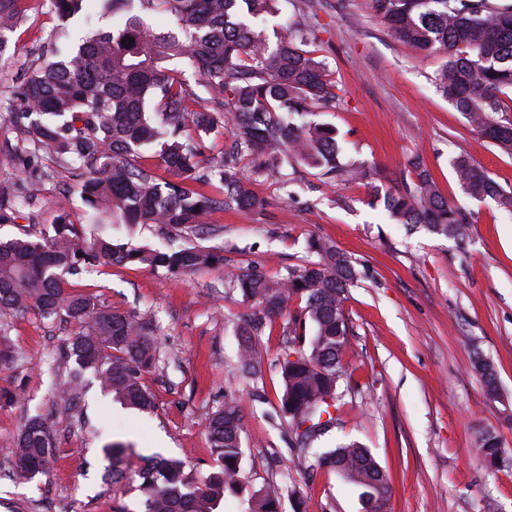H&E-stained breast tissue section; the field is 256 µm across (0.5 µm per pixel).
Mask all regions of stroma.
<instances>
[{"instance_id": "35a3bbf8", "label": "stroma", "mask_w": 512, "mask_h": 512, "mask_svg": "<svg viewBox=\"0 0 512 512\" xmlns=\"http://www.w3.org/2000/svg\"><path fill=\"white\" fill-rule=\"evenodd\" d=\"M298 6L299 0H279L277 15L257 26L272 41L288 36L295 22L309 26L336 81L337 99L307 119L334 128L343 161L377 169V180L329 182L316 170L289 166L286 180L254 184L261 207L212 210L203 228L113 225V238L134 246L195 245L224 255L220 270L178 275L115 265L94 268L78 284L98 304L156 326L160 362L145 376L155 398L152 412L124 408L94 381L75 409L62 410L56 388L77 325L31 312L0 315V349L16 354L0 366V390L21 394L19 404L0 407V512H140L134 485L104 480L103 444H133L130 469L141 457L159 454L181 460L187 475L208 473L215 457L203 420L230 397L242 416L244 482L282 488L281 512H363L349 484L315 468L313 457L291 445L278 408L282 380L269 366L285 346V319L257 339L267 364L262 378L243 376L239 367V317L249 306L226 272L277 275L310 260L313 237L331 240L363 272L345 302L354 334L344 360L353 380L338 427L318 440V448L350 440L366 445L389 479L390 512H512V213L467 197L452 168L456 157L467 156L512 189V156L474 130L437 90L444 55L398 40L372 0H313L305 15ZM19 7L24 21L0 57L5 108L18 104L30 67L59 25L51 0H21ZM21 138L12 126L0 127V182L29 200L14 223L0 224V238L24 229L50 233L63 207L82 222L86 206L74 171L56 169L44 154L39 163L49 177L32 175L27 156L16 149ZM415 155L449 203L472 212L475 222L463 239L406 231L383 205L373 204L374 185L400 187ZM477 355L493 362L498 397H489L472 371ZM28 409L50 416L59 457L50 476L18 484L9 477L8 451ZM487 431L510 457L493 470L476 451Z\"/></svg>"}]
</instances>
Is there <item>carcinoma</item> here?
Listing matches in <instances>:
<instances>
[{"mask_svg":"<svg viewBox=\"0 0 512 512\" xmlns=\"http://www.w3.org/2000/svg\"><path fill=\"white\" fill-rule=\"evenodd\" d=\"M19 2L0 0V55L22 19ZM94 2L52 0L62 22ZM104 2L125 20L108 31L77 36L67 50L51 42L44 46L27 77L22 111L7 113V121L22 125L28 140L52 153L59 166L82 169L81 194L91 223L100 230L87 235L86 225L74 223L63 209L51 236L33 239L24 233L0 240V313L65 316L79 325L66 347L74 367L59 395L64 408L80 398L89 372L101 392L127 409L147 411L154 408L144 382L158 355L154 329L134 313L97 304L93 296L73 289L71 278L106 265L191 273L224 267V255L195 246L169 252L128 246L101 226L194 229L219 204L254 210L262 200L253 183L280 175L290 157L332 180L367 178L370 171L340 162L334 129L290 121L291 115L336 101V81L317 51L309 49V29L275 44L257 29L255 20L275 15L278 0ZM373 5L400 41L447 56L436 76L439 90L475 130L512 156V6L489 0H373ZM154 13L171 17L176 29L152 30L147 18ZM178 63L200 76L206 103L199 102ZM220 112L234 125L232 152L204 170L201 135L211 132ZM191 128L197 136H190ZM142 147L153 149L173 178H161L145 166ZM239 156L250 158L249 173L238 168ZM453 169L470 198L490 199L512 212V191L481 165L459 156ZM213 175L224 186L221 201L194 188ZM384 202L396 223L454 240L465 236L472 220L448 203L418 158L410 160L401 188L385 192ZM17 208L15 189L1 183L0 223L13 222ZM308 249L317 260L287 266L275 279L253 269L233 280V288L250 303L241 316L244 339L239 345V361L248 375L263 373L256 337L292 302L303 304L288 317V351L275 360L283 382L280 413L288 418L302 453L336 423L342 403L338 388L348 380L343 355L353 335L344 301L357 282L352 259L332 242L313 238ZM472 368L486 392L496 394L493 365L478 357ZM204 427L216 455V468L207 475L190 479L180 460L160 456L142 459L130 472L124 463L133 446L117 440L102 449L109 461L104 479L136 484L141 512H216L227 494L248 495L247 512H279L281 492H250L240 480L238 403L225 401L207 416ZM477 445L490 467L503 463L495 435L482 434ZM9 456L11 473L19 479L31 481L50 472L57 446L45 417L27 418ZM316 466L348 482L364 512H387V479L362 444L353 441L320 454Z\"/></svg>","mask_w":512,"mask_h":512,"instance_id":"obj_1","label":"carcinoma"}]
</instances>
